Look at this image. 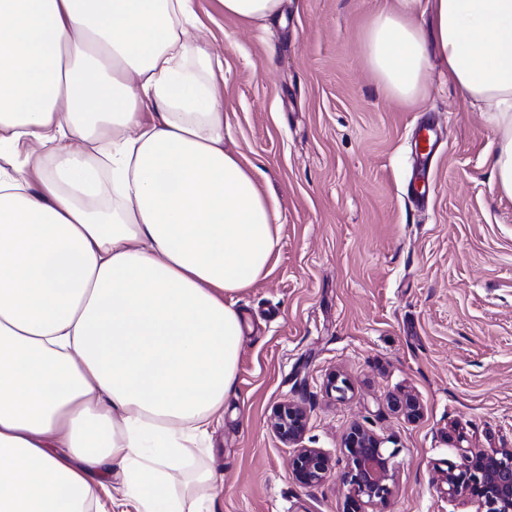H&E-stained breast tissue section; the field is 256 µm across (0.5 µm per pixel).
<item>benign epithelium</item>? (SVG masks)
<instances>
[{
  "mask_svg": "<svg viewBox=\"0 0 512 512\" xmlns=\"http://www.w3.org/2000/svg\"><path fill=\"white\" fill-rule=\"evenodd\" d=\"M393 409L411 420L421 414L420 403L410 395L390 398ZM307 423L305 409L295 403L278 405L270 425L279 438L297 446L292 475L303 486H317L327 477L329 461L319 448L301 445ZM382 441L367 429L356 426L344 440L349 460L346 483L350 492L346 512H366L387 501L388 482L394 479L391 459ZM447 495L451 502L475 507V512H512V448H462L456 462H448L445 475Z\"/></svg>",
  "mask_w": 512,
  "mask_h": 512,
  "instance_id": "benign-epithelium-1",
  "label": "benign epithelium"
}]
</instances>
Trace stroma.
Returning <instances> with one entry per match:
<instances>
[{
  "label": "stroma",
  "instance_id": "obj_1",
  "mask_svg": "<svg viewBox=\"0 0 512 512\" xmlns=\"http://www.w3.org/2000/svg\"><path fill=\"white\" fill-rule=\"evenodd\" d=\"M381 0H285L242 24L193 0L224 62L225 148L276 202L268 275L237 295L251 323L235 387L203 463L224 485L214 512H344V439L362 426L392 452L382 512H472L448 501L460 447H512V199L493 192L492 132L440 69L423 101L386 97L363 26ZM433 123V189L407 199L414 136ZM340 374L351 385L330 396ZM421 406L411 420L391 395ZM308 413L303 446L331 460L314 487L291 475L295 446L276 405Z\"/></svg>",
  "mask_w": 512,
  "mask_h": 512
}]
</instances>
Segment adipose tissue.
<instances>
[{
  "label": "adipose tissue",
  "instance_id": "1",
  "mask_svg": "<svg viewBox=\"0 0 512 512\" xmlns=\"http://www.w3.org/2000/svg\"><path fill=\"white\" fill-rule=\"evenodd\" d=\"M210 37L190 0H0V512H210L223 490L185 454L224 417L234 297L279 236L224 149ZM362 48L403 102L440 61L512 198V0H391Z\"/></svg>",
  "mask_w": 512,
  "mask_h": 512
}]
</instances>
